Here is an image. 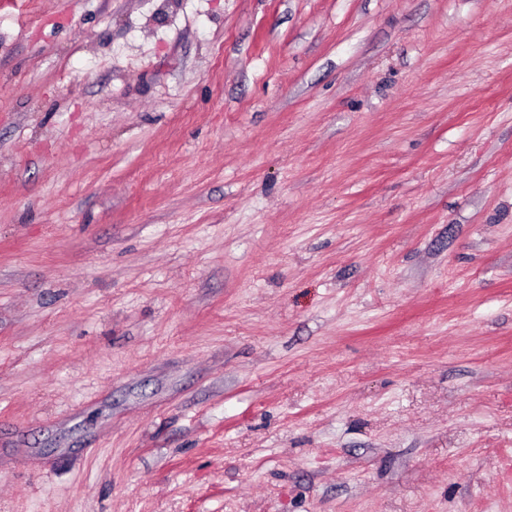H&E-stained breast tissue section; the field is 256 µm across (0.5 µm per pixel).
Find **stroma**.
I'll list each match as a JSON object with an SVG mask.
<instances>
[{
  "mask_svg": "<svg viewBox=\"0 0 512 512\" xmlns=\"http://www.w3.org/2000/svg\"><path fill=\"white\" fill-rule=\"evenodd\" d=\"M0 512H512V0H0Z\"/></svg>",
  "mask_w": 512,
  "mask_h": 512,
  "instance_id": "35a3bbf8",
  "label": "stroma"
}]
</instances>
